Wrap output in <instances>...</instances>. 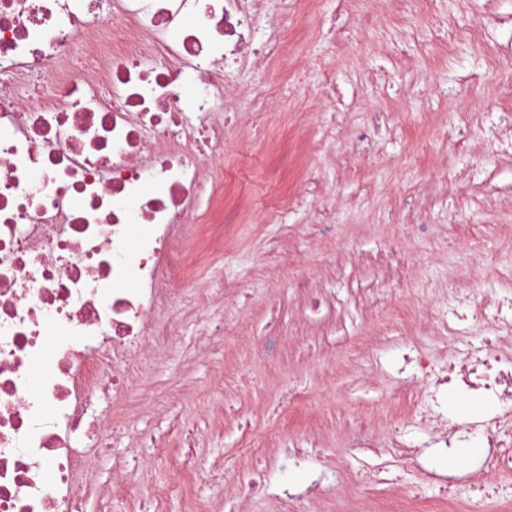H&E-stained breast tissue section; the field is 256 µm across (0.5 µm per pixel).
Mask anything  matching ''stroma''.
<instances>
[{"label":"stroma","mask_w":512,"mask_h":512,"mask_svg":"<svg viewBox=\"0 0 512 512\" xmlns=\"http://www.w3.org/2000/svg\"><path fill=\"white\" fill-rule=\"evenodd\" d=\"M311 16L319 35L230 75L242 92L272 88L285 112L268 117L258 146L254 116L236 100L223 202L239 221L224 231L223 265L196 270L210 307H178L176 336L152 350L122 413L94 400L90 420L123 430L96 451L84 512L104 488L112 512L162 493L167 512H281L283 491L304 492L312 473L325 480L302 512H378L400 495L431 505L449 484L462 502L489 481L468 448L457 452L464 466L432 465L427 385L392 355L417 345L447 374L456 352L435 320L449 284L473 289L484 308L461 323L465 345L482 342L498 295L512 294V0H430L413 17L394 0H314ZM282 198L287 223H264ZM326 216L335 232H305ZM386 245L406 258L405 279L369 262ZM300 282L327 297L318 318ZM292 390L315 411L289 404ZM404 395L416 400L403 418L410 459L380 443ZM355 417L376 447H346ZM245 435L275 442L259 495L239 453ZM158 446L203 465L177 475L154 461ZM129 483L137 497L122 493Z\"/></svg>","instance_id":"obj_1"}]
</instances>
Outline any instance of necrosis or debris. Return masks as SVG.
I'll list each match as a JSON object with an SVG mask.
<instances>
[{
  "instance_id": "4bbe7bcc",
  "label": "necrosis or debris",
  "mask_w": 512,
  "mask_h": 512,
  "mask_svg": "<svg viewBox=\"0 0 512 512\" xmlns=\"http://www.w3.org/2000/svg\"><path fill=\"white\" fill-rule=\"evenodd\" d=\"M0 0V512H77L74 449L88 404L126 407L143 361L131 345L174 334L190 280L184 231L223 238L235 214L224 188L230 64L278 54L305 35L299 0H282L278 39L258 0ZM99 66L71 71L79 35ZM32 72L34 97L14 93ZM56 341L46 347V331ZM430 381L435 455L486 448L487 471H512V425L443 416L448 391L512 405V345L464 351Z\"/></svg>"
}]
</instances>
